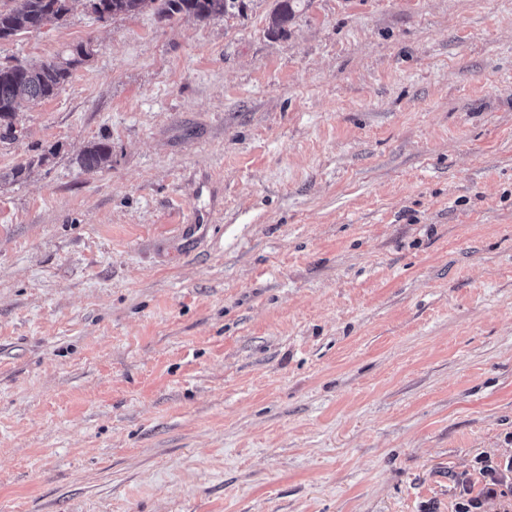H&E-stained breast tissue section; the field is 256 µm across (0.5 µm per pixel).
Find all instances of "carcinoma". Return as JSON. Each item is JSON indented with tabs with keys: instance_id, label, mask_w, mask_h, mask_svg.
<instances>
[{
	"instance_id": "carcinoma-1",
	"label": "carcinoma",
	"mask_w": 512,
	"mask_h": 512,
	"mask_svg": "<svg viewBox=\"0 0 512 512\" xmlns=\"http://www.w3.org/2000/svg\"><path fill=\"white\" fill-rule=\"evenodd\" d=\"M14 5L0 8V39L37 31L59 22L69 12L70 0H13ZM110 16L133 15L147 8L165 19L176 15L204 21L226 16L236 8L237 0H100ZM294 0H276L271 12V31L283 33L294 13ZM83 45L75 46L68 57L40 63L0 65V139L15 134L13 123L25 105L46 100L59 91L72 70L85 61ZM112 150L108 143L97 142L79 156L81 166L94 171L111 163Z\"/></svg>"
}]
</instances>
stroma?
I'll use <instances>...</instances> for the list:
<instances>
[{
    "mask_svg": "<svg viewBox=\"0 0 512 512\" xmlns=\"http://www.w3.org/2000/svg\"><path fill=\"white\" fill-rule=\"evenodd\" d=\"M244 3L0 40L92 49L0 141V512H455L512 458V0ZM294 0H277L271 12V31L280 34L286 31V26L294 13ZM112 150L108 143L97 142L87 147L79 156L81 166L87 171H94L111 163Z\"/></svg>",
    "mask_w": 512,
    "mask_h": 512,
    "instance_id": "1",
    "label": "stroma"
}]
</instances>
